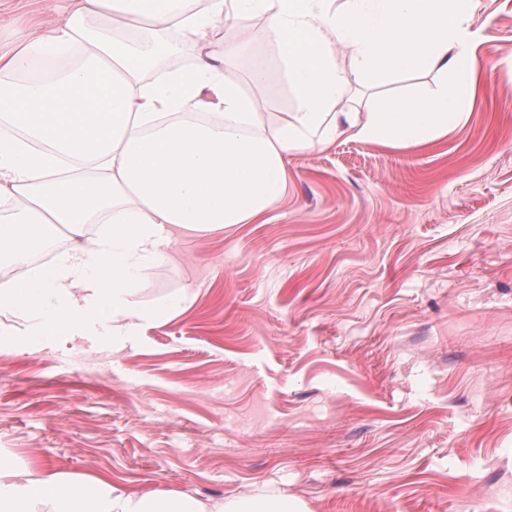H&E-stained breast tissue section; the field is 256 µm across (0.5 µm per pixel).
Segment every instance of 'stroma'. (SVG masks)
Instances as JSON below:
<instances>
[{"label": "stroma", "instance_id": "stroma-1", "mask_svg": "<svg viewBox=\"0 0 512 512\" xmlns=\"http://www.w3.org/2000/svg\"><path fill=\"white\" fill-rule=\"evenodd\" d=\"M428 144L291 156L262 219L179 235L137 300L193 302L132 344L0 349V450L126 490L288 496L309 512H512V0ZM269 121L294 96L250 45Z\"/></svg>", "mask_w": 512, "mask_h": 512}]
</instances>
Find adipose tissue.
Segmentation results:
<instances>
[{
  "instance_id": "adipose-tissue-1",
  "label": "adipose tissue",
  "mask_w": 512,
  "mask_h": 512,
  "mask_svg": "<svg viewBox=\"0 0 512 512\" xmlns=\"http://www.w3.org/2000/svg\"><path fill=\"white\" fill-rule=\"evenodd\" d=\"M57 21L10 24L0 51V318L11 348L39 336H139L189 295L139 303L144 270L178 233L252 224L286 194L290 156L342 135L403 149L446 135L468 103L440 82L425 99L383 97L346 110L344 51L357 81L447 75L491 38L472 0H49ZM258 17L278 50L295 109L269 122L228 66L224 28ZM183 57L173 65V57ZM48 65L50 78L33 77ZM102 230L79 243L86 225ZM74 243L48 267L34 250ZM0 512H308L296 498L205 501L126 491L0 453Z\"/></svg>"
}]
</instances>
